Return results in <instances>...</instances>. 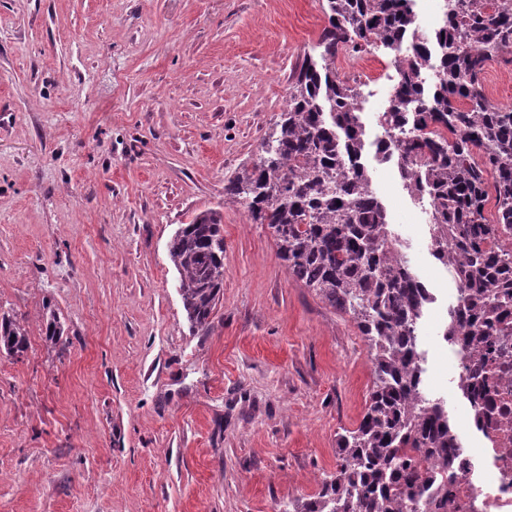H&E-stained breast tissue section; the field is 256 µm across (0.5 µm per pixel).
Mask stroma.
I'll list each match as a JSON object with an SVG mask.
<instances>
[{"instance_id":"35a3bbf8","label":"stroma","mask_w":512,"mask_h":512,"mask_svg":"<svg viewBox=\"0 0 512 512\" xmlns=\"http://www.w3.org/2000/svg\"><path fill=\"white\" fill-rule=\"evenodd\" d=\"M323 0H0V512H284L336 471L373 384L350 315L301 286L224 187L257 161ZM392 93L387 54L338 55ZM374 188L438 301L419 325L429 390L465 402L442 342L450 271L393 165ZM224 214V297L193 334L168 245ZM63 334L46 341L45 308ZM26 330L15 321L3 316L0 321V348L8 354L21 356L28 348Z\"/></svg>"}]
</instances>
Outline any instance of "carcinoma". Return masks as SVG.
<instances>
[{"label": "carcinoma", "mask_w": 512, "mask_h": 512, "mask_svg": "<svg viewBox=\"0 0 512 512\" xmlns=\"http://www.w3.org/2000/svg\"><path fill=\"white\" fill-rule=\"evenodd\" d=\"M415 0H325L327 25L288 79L279 119L260 156L224 187L254 224L271 230L295 281L351 315L374 369L369 405L356 429L339 436L336 474L289 512H443L456 447L446 402L425 382L417 325L435 302L394 232L367 163L395 160L404 189L425 206L431 254L453 273L458 301L442 335L459 353L491 336L494 311L512 303V252L484 247L512 230V105L484 87L487 61L512 64V0H443L447 24L429 39L415 28ZM411 41L398 66L389 108L377 123L392 145L368 140L362 90L336 73V56L390 55ZM440 55L433 83L422 70ZM495 200V219L485 215ZM461 254L448 252V237ZM192 331L208 334L224 297L223 214L209 209L181 225L169 246ZM45 336L61 335L45 313ZM0 348L20 356L26 330L0 318Z\"/></svg>", "instance_id": "cac0c4a2"}]
</instances>
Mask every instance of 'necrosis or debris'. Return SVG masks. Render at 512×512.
Returning <instances> with one entry per match:
<instances>
[{
    "mask_svg": "<svg viewBox=\"0 0 512 512\" xmlns=\"http://www.w3.org/2000/svg\"><path fill=\"white\" fill-rule=\"evenodd\" d=\"M493 355L475 343L467 362L458 366L456 387L472 395V363L486 366L484 389L489 414L466 408L469 445L455 449L448 463L453 477L448 512H512V309L501 318V332L493 337Z\"/></svg>",
    "mask_w": 512,
    "mask_h": 512,
    "instance_id": "obj_1",
    "label": "necrosis or debris"
}]
</instances>
